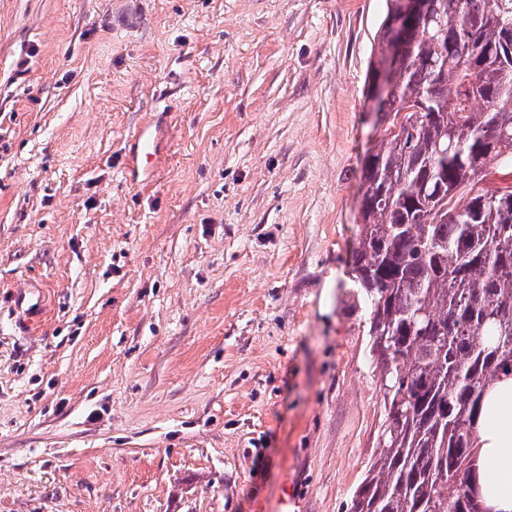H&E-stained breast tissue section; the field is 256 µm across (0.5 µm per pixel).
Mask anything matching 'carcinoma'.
I'll use <instances>...</instances> for the list:
<instances>
[{
	"label": "carcinoma",
	"mask_w": 512,
	"mask_h": 512,
	"mask_svg": "<svg viewBox=\"0 0 512 512\" xmlns=\"http://www.w3.org/2000/svg\"><path fill=\"white\" fill-rule=\"evenodd\" d=\"M401 34L390 122L365 159L351 273L386 418L351 512H481L477 424L512 377V0H426ZM388 0L376 41L393 52Z\"/></svg>",
	"instance_id": "carcinoma-1"
}]
</instances>
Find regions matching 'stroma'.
<instances>
[{
    "mask_svg": "<svg viewBox=\"0 0 512 512\" xmlns=\"http://www.w3.org/2000/svg\"><path fill=\"white\" fill-rule=\"evenodd\" d=\"M385 15L0 0V512H349L384 420L347 271ZM158 138L149 127H144L138 134L134 143L133 159L144 160L149 163L157 154Z\"/></svg>",
    "mask_w": 512,
    "mask_h": 512,
    "instance_id": "stroma-1",
    "label": "stroma"
}]
</instances>
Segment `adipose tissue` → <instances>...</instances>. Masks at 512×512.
I'll return each mask as SVG.
<instances>
[{
	"label": "adipose tissue",
	"instance_id": "adipose-tissue-1",
	"mask_svg": "<svg viewBox=\"0 0 512 512\" xmlns=\"http://www.w3.org/2000/svg\"><path fill=\"white\" fill-rule=\"evenodd\" d=\"M478 437L481 496L494 512H512V377L487 393Z\"/></svg>",
	"mask_w": 512,
	"mask_h": 512
}]
</instances>
